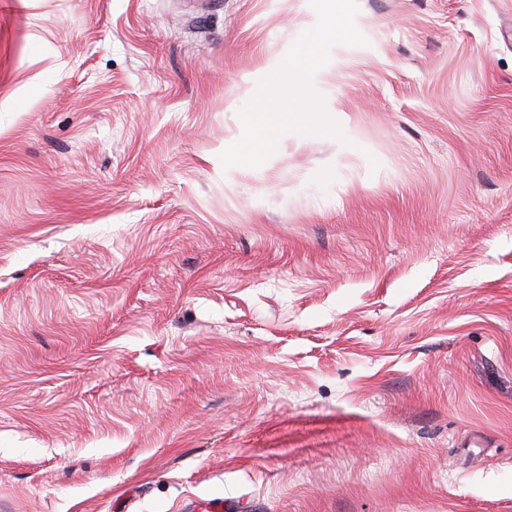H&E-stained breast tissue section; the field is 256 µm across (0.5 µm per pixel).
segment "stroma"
Masks as SVG:
<instances>
[{"label": "stroma", "mask_w": 512, "mask_h": 512, "mask_svg": "<svg viewBox=\"0 0 512 512\" xmlns=\"http://www.w3.org/2000/svg\"><path fill=\"white\" fill-rule=\"evenodd\" d=\"M193 2L0 0V512H512V0Z\"/></svg>", "instance_id": "obj_1"}]
</instances>
